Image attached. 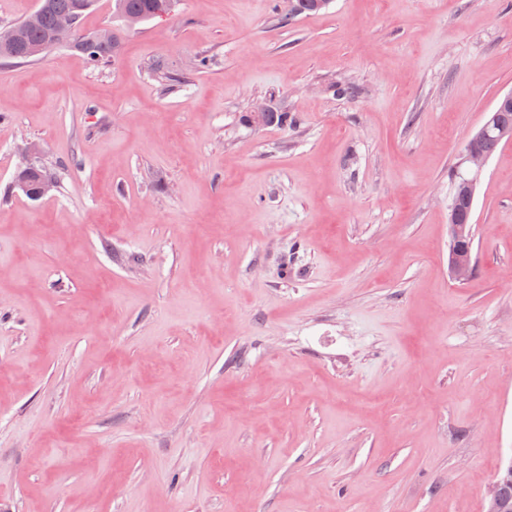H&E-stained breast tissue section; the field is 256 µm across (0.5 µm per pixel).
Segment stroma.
<instances>
[{"mask_svg": "<svg viewBox=\"0 0 512 512\" xmlns=\"http://www.w3.org/2000/svg\"><path fill=\"white\" fill-rule=\"evenodd\" d=\"M283 9L178 0L115 63L0 62V512H486L512 143L464 283L448 206L512 91V0ZM265 105L297 124L243 122ZM320 1L323 0H288L286 1V9L281 15V20L288 19V22H291L301 15H317L324 10L320 6Z\"/></svg>", "mask_w": 512, "mask_h": 512, "instance_id": "obj_1", "label": "stroma"}]
</instances>
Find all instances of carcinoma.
<instances>
[{
    "mask_svg": "<svg viewBox=\"0 0 512 512\" xmlns=\"http://www.w3.org/2000/svg\"><path fill=\"white\" fill-rule=\"evenodd\" d=\"M40 18L33 26L19 21L9 26L14 32L10 40L0 42V59L17 62L31 60L28 51L40 45L45 39L56 31V23L62 16L70 15L82 22L85 13L94 6V0H40ZM174 0H112V14L123 20L128 15H137L141 22H148L160 16V13H169ZM322 11L320 0H287L286 9L281 19L293 20L298 16L317 15ZM96 32H86L81 29L64 38L62 43L70 50L83 54L94 66H103L115 60L120 52L123 28L112 29V41L101 43L95 38ZM495 120L489 128L488 136L480 139L477 145L486 153L493 155L507 140L501 132L512 133V101H500L493 109ZM50 176V172L38 165L36 171L20 177L31 194L40 191L43 177ZM467 175L457 172L454 180V193L451 206L459 208L460 220L470 221L469 208L462 203L463 184ZM501 491L508 499L512 508V464L502 465L497 475Z\"/></svg>",
    "mask_w": 512,
    "mask_h": 512,
    "instance_id": "obj_1",
    "label": "carcinoma"
}]
</instances>
